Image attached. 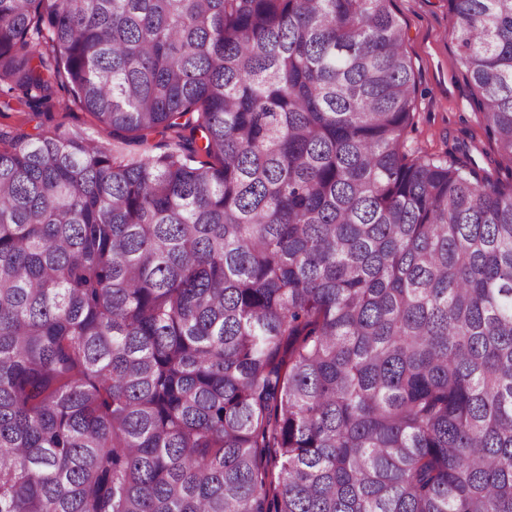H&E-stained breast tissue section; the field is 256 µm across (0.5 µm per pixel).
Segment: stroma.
Segmentation results:
<instances>
[{"label": "stroma", "instance_id": "stroma-1", "mask_svg": "<svg viewBox=\"0 0 512 512\" xmlns=\"http://www.w3.org/2000/svg\"><path fill=\"white\" fill-rule=\"evenodd\" d=\"M406 28V49L412 59L416 85L414 126L408 146L441 155L458 140H476L486 152L494 147L484 134L483 118L473 104V90L462 75L456 52L453 20L447 0H395ZM86 129L103 142L89 113L74 105L68 94L54 96L49 112L34 120L25 107L0 108V129L34 132L37 123Z\"/></svg>", "mask_w": 512, "mask_h": 512}]
</instances>
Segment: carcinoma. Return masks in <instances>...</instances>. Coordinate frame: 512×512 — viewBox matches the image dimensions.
I'll list each match as a JSON object with an SVG mask.
<instances>
[{"mask_svg": "<svg viewBox=\"0 0 512 512\" xmlns=\"http://www.w3.org/2000/svg\"><path fill=\"white\" fill-rule=\"evenodd\" d=\"M448 11L485 167L393 0H0L116 139L0 131V512H512V0ZM406 28L416 85L414 126L408 147L443 155L456 140H476L487 153L494 146L484 134L473 90L461 75L453 20L447 0H395Z\"/></svg>", "mask_w": 512, "mask_h": 512, "instance_id": "1", "label": "carcinoma"}]
</instances>
